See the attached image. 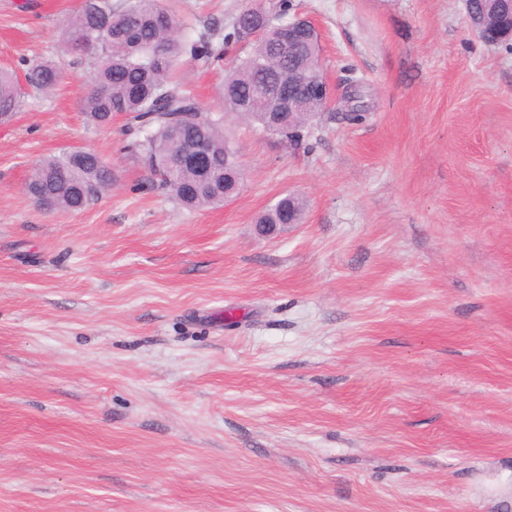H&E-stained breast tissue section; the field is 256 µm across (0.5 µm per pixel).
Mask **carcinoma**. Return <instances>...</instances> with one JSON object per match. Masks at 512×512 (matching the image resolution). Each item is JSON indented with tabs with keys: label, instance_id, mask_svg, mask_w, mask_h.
Masks as SVG:
<instances>
[{
	"label": "carcinoma",
	"instance_id": "cac0c4a2",
	"mask_svg": "<svg viewBox=\"0 0 512 512\" xmlns=\"http://www.w3.org/2000/svg\"><path fill=\"white\" fill-rule=\"evenodd\" d=\"M246 34L233 30L227 39L250 38V52L228 75L224 97L228 110L262 121V91L282 81L288 64L280 60L279 26L261 7L241 11ZM64 36L70 53L95 59L92 88L83 102L88 119L98 126L112 123V113L130 116L144 137L130 145L159 177L158 187L191 208L224 202L223 118L205 111L185 93L175 72L181 57L197 60L215 57L211 43L190 39L181 19L159 6L158 0H91L68 19ZM61 69L51 62L31 65L25 75L29 86L49 91L59 81ZM23 100L14 74L0 69V114H15ZM314 100L295 117L296 140L304 141L323 110ZM203 140L210 149V165L195 169L181 160L187 147ZM112 182V173L94 152L86 151L75 162L64 154L44 159L32 174L27 192L46 205L68 212L83 210L99 190ZM305 202L297 197L279 199L276 222H301Z\"/></svg>",
	"mask_w": 512,
	"mask_h": 512
}]
</instances>
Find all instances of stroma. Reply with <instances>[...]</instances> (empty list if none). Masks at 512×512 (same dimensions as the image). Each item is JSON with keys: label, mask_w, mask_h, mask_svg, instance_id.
<instances>
[{"label": "stroma", "mask_w": 512, "mask_h": 512, "mask_svg": "<svg viewBox=\"0 0 512 512\" xmlns=\"http://www.w3.org/2000/svg\"><path fill=\"white\" fill-rule=\"evenodd\" d=\"M80 3L0 0V67L63 68L0 125V512H512V51L461 0H292L333 92L307 150L224 106L233 19L277 0H163L223 50L178 77L244 174L189 209L83 113ZM80 149L111 185L36 203ZM465 10L467 13V17L470 22V27L474 31V33L479 37L481 41H483L487 45L497 46L500 45L498 41L488 39L486 37L487 34L493 31L492 28L488 27V23L484 21L483 14L481 11L474 12L473 11V3L472 0H464ZM83 152L78 162L68 153L44 159L32 174L27 192L56 209L83 210L101 188L112 182V173L102 159L94 152ZM278 210L276 212V220L270 221V218L266 215H261L258 218L257 226L258 231L262 236H273L276 237L282 231L283 228L288 226V224H267V223H282L288 222V218L295 220L297 223H300L302 220V216L305 211V202L302 198L297 197L288 201V194L281 197L279 200ZM291 224V222H288ZM280 228V230H279ZM279 230V231H278Z\"/></svg>", "instance_id": "stroma-1"}]
</instances>
